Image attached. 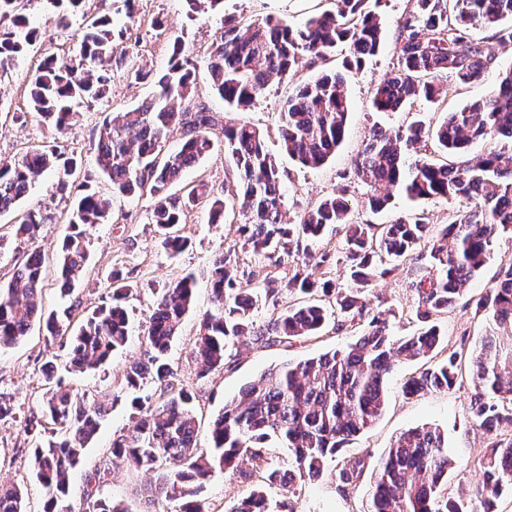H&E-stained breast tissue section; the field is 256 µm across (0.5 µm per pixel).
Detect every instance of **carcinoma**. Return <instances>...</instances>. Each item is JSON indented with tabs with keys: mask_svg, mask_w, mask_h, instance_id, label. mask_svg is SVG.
I'll list each match as a JSON object with an SVG mask.
<instances>
[{
	"mask_svg": "<svg viewBox=\"0 0 512 512\" xmlns=\"http://www.w3.org/2000/svg\"><path fill=\"white\" fill-rule=\"evenodd\" d=\"M16 0H0V18L12 16V27L0 32V68L5 70L40 37L26 17L15 13ZM193 13L223 8L224 0H186ZM380 0H334L331 10L311 16L296 27L286 19L267 18L240 24L224 18V34L213 44L207 70L224 102L237 108L251 105L269 81L290 72L298 59H324L343 46L344 68H360L378 54L384 33L376 13ZM512 0H414V10L399 21L395 50L398 69L376 89L372 105L394 112L422 98L436 103L446 95L438 82L443 73L461 84L480 77L494 63L480 43L468 38L475 21L495 30L503 44L512 43ZM106 14L91 17L75 54L68 60L46 57L31 82L32 109L59 131L74 119V106L107 97L120 74L153 87L137 106L110 112L97 128V173L120 195L147 194L154 200L152 221L159 246L179 254L189 245L177 233L184 211L200 202L208 206L210 223H224L226 198L204 180L184 197L171 194L184 172L214 147L216 119L210 109L192 101L197 63L184 45L170 46L166 69L156 73L132 64L120 47ZM349 103L344 75L321 72L285 101L280 137L284 151L305 167L324 165L345 137ZM180 130L177 148L165 150L172 129ZM501 135L509 144L475 162L450 164L429 157L423 148L433 143L445 155L464 152L469 144ZM224 160L237 178L238 232L242 247L260 254L267 250L290 255L304 240L327 228L342 233L345 248L336 257L349 273L340 285L325 278L322 264L297 267L282 282L273 269L259 283L237 275L230 258L217 255L208 271L211 308L202 315L195 341L200 379L224 369L226 351L239 343H292L315 336L328 313L341 324L359 322L362 333L342 349L262 372L246 384L213 421L211 446L197 451L196 394L176 387L165 359L179 335L184 315L195 303L196 279L187 275L156 293L143 342L144 359L126 370L121 390L135 394L131 406L140 412L136 424L112 442L110 454L129 466L153 471L148 488L153 501L179 502V512H209L203 488L217 469L252 486L249 494L224 507V512H297L294 485L330 473L344 491L358 485L366 463L342 456L350 438L372 426L385 407V381L395 359L422 362L402 386L406 397L423 391H449L468 376L472 391L470 421L491 436L480 467L483 480L467 497L441 492L455 461L448 438L437 427L402 432L378 459L372 471L371 512H492L502 491L512 487V262L499 268L494 285L475 299V312L484 315L480 346L469 349L467 336L459 345H444L430 321L448 312L469 281L488 263L495 240L512 232V68L502 74L498 88L486 99L450 113L431 125L415 121L396 130L375 128L354 161V176L368 189L371 210H383L398 187L414 201H465L448 224L437 228L421 217H400L389 224H358L350 219V186L342 184L296 222L282 212L281 173L265 150L263 134L247 123L221 128ZM59 145L34 149L18 160L0 159V217L15 213L33 186L48 171L57 172L53 194L75 197L69 224L72 232L56 251L61 294L69 305L60 313H45L39 305L45 259L37 251L17 263L10 279L0 284V349L18 344L34 324L43 328L48 358L42 366L47 398L41 417L28 419L26 429L39 442L30 467L45 491L43 512H68V472L76 467L86 445L97 434L111 405L88 401L64 383L53 346L68 348L67 371L85 372L104 365L124 347L129 336L126 307L129 285L119 269L111 273L112 303L86 314L78 326L72 318L81 301L74 295L88 260L91 231L110 221L108 203L90 189L92 174ZM49 216L39 206L24 210L14 221L17 239H33ZM416 260L418 279L415 317L423 331L393 335L386 311L370 312L360 295L405 260ZM283 289L308 299L275 312L262 326L253 314L262 296L276 297ZM51 421L46 431L41 418ZM275 438L288 451L286 470L270 465L268 440ZM246 460L250 467L239 463ZM330 461L336 462L327 469ZM107 473L101 467L86 478V498L92 512H130L98 496ZM278 489L284 500L271 503L267 489ZM23 491L0 483V512H25Z\"/></svg>",
	"mask_w": 512,
	"mask_h": 512,
	"instance_id": "obj_1",
	"label": "carcinoma"
}]
</instances>
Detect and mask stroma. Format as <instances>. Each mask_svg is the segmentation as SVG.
Segmentation results:
<instances>
[{
	"instance_id": "35a3bbf8",
	"label": "stroma",
	"mask_w": 512,
	"mask_h": 512,
	"mask_svg": "<svg viewBox=\"0 0 512 512\" xmlns=\"http://www.w3.org/2000/svg\"><path fill=\"white\" fill-rule=\"evenodd\" d=\"M413 3L414 0H383L379 12L385 34L384 46L360 69L350 73L346 84L350 108L345 140L335 155L318 168L301 166L282 151L279 136L281 107L288 95L315 72L341 66L345 48H338L336 54L313 65L308 60H300L284 78L272 79L263 95L245 109L228 106L216 94L211 86L206 59L224 30L225 17L230 16L243 23L269 17L282 18L299 25L328 8V0H314L312 6L299 10L289 9L286 0H224L223 12L210 14L189 12L185 0H135L134 10L130 13L126 12L123 0H83L81 10L83 15H111L116 28L125 31L123 45L129 56L155 70L166 66L173 40L184 44L197 61L196 100L205 103L219 122L248 123L262 132L266 148L276 157L282 173L281 190L287 220H297L334 193L337 186L345 183L350 187L351 213L358 222L387 224L401 216L417 215L426 223L442 225L461 209L460 201L432 199L414 202L398 193L386 209L372 212L365 205L367 188L353 173V161L373 128L394 129L416 120L436 123L446 113L487 97L497 87L502 71L512 66V46L501 45L492 29L475 24L469 31V37L482 43L486 51L494 55L492 68L465 85L457 84L451 75H442L441 82L448 90L443 103L417 100L398 112L374 111L371 100L378 84L397 69L394 45L398 23L412 10ZM65 8L64 0H25L22 13L31 25L39 29L41 37L0 77V158H20L53 139L62 142L74 155L82 157L85 170L94 174L91 188L109 202L112 219L92 231L90 259L77 294L83 311L87 313L109 303L112 296L110 274L113 269L122 270L130 287L127 306L131 334L127 344L105 367L85 373H68L64 379L76 392L89 398L111 400L113 391L120 388L126 368L144 356L142 332L153 312L156 291L185 274H194L197 281L195 306L184 316L181 332L168 353V360L174 371V384L196 394L198 445L206 449L210 446L211 420L244 384L284 361L297 362L344 347L361 332L360 326L340 328L331 322L320 335L289 347L240 344L228 349L222 371L204 379L198 378L195 338L200 317L211 306L207 271L214 256L222 252L230 254L232 264L243 277L258 267L273 264L280 278L286 280L292 277L297 265L318 263L322 254L341 249L343 239L341 235L330 232L317 242L302 243L299 250L288 256L281 253L258 255L242 248L234 214H227L225 223L213 224L209 221L207 206L201 204L186 210L179 226L181 235L190 242L189 247L174 257L162 251L155 238L152 198L146 195H115L110 182L94 172V139L99 124L107 113L137 105L148 98L152 93L151 85L122 77L114 79L107 98L81 106L75 120L60 132L30 112L29 81L43 58L50 54L66 58L73 55L78 47L83 31L81 17L74 18L64 29L55 25L56 15ZM16 112L28 113L27 123L14 122L12 115ZM55 179V173H46L31 192V202L44 205L49 215L35 239L14 238L9 226L0 227V238L6 243L5 250L0 251V282L9 279L14 264L26 253L40 249L45 257L41 299L48 312L61 304L54 256L57 245L70 231L71 204L52 196L51 186ZM201 179L218 189L231 185L232 178L224 161L222 146H215L196 167L187 170L175 190L184 192L186 187ZM411 281L410 267L403 264L390 276L379 279L372 291L364 295L369 306H376L381 301L390 308L389 323L398 336L413 334L420 327L414 315L415 297ZM436 323L452 345L464 333L468 334L470 345H478L484 334V317L461 304L449 309L446 315L437 317ZM44 360L45 340L36 327L18 346L0 351V396L9 400L13 407L12 416L0 420V481L15 483L23 489L27 512H43L45 503V493L31 474L29 458L33 439L25 428L26 419L40 413L47 391L39 371ZM419 367V362L412 360L397 362L386 384L387 405L382 417L371 428L352 437L346 453L365 459L371 466L399 433L423 425L440 428L447 433L448 449L459 462L458 468L449 474L447 483L449 496L458 497L468 493L479 481V461L490 437L469 421V382H462L446 392L431 390L411 399L403 397L400 390L403 381ZM137 419L138 413L129 402H114L97 435L88 443L81 464L69 474L73 489L71 512H88L89 505L82 493L86 473L101 461L109 460L113 439L126 433ZM110 462V470L101 485L102 494L113 503L125 504L140 512L142 494L152 481V474L130 469L118 459ZM371 485V479L366 478L357 487L341 492L331 478L308 481L296 488L297 506L300 512H368Z\"/></svg>"
}]
</instances>
